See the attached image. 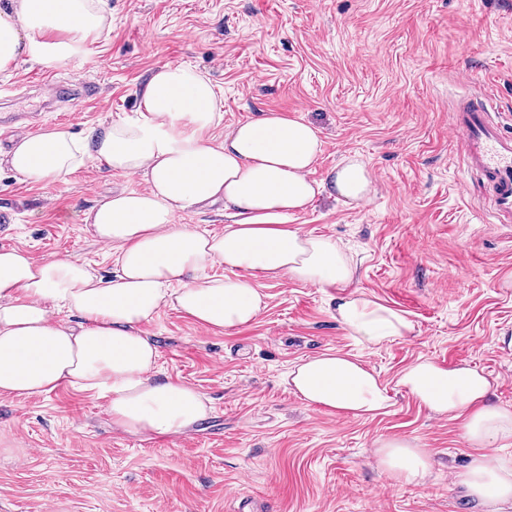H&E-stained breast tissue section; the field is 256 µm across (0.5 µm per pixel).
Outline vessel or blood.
<instances>
[{"mask_svg": "<svg viewBox=\"0 0 512 512\" xmlns=\"http://www.w3.org/2000/svg\"><path fill=\"white\" fill-rule=\"evenodd\" d=\"M450 118L462 137L468 172L477 175L486 189L488 207L499 221L511 222L512 133L499 121L493 95L458 102Z\"/></svg>", "mask_w": 512, "mask_h": 512, "instance_id": "vessel-or-blood-1", "label": "vessel or blood"}]
</instances>
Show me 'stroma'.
<instances>
[{"instance_id":"1","label":"stroma","mask_w":512,"mask_h":512,"mask_svg":"<svg viewBox=\"0 0 512 512\" xmlns=\"http://www.w3.org/2000/svg\"><path fill=\"white\" fill-rule=\"evenodd\" d=\"M108 36L54 69L20 60L0 87L21 85L37 129L80 134L136 116L138 87L157 68H196L224 91V131L263 111L303 117L323 151L314 178L357 155L374 178L364 203L316 199L292 221L351 252L357 285L415 324L377 348L336 322L331 290L260 278L267 306L217 334L161 306L145 324L158 377L197 388L214 408L191 430L133 437L114 430L106 401L63 386L0 394V512H492L456 484L470 449L459 421L430 414L397 387L419 359L488 376L512 406V222L482 209L449 111L493 90L512 132V0H105ZM86 81L95 96L72 112L38 105L43 81ZM139 176L86 159L68 183L0 171V211L15 221L1 247L35 260L70 255L102 276L112 251L83 213ZM328 350L362 358L388 385L390 406L353 418L305 406L285 376ZM415 439L434 457L424 482L397 485L375 442Z\"/></svg>"}]
</instances>
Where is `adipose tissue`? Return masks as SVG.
I'll use <instances>...</instances> for the list:
<instances>
[{"instance_id": "1", "label": "adipose tissue", "mask_w": 512, "mask_h": 512, "mask_svg": "<svg viewBox=\"0 0 512 512\" xmlns=\"http://www.w3.org/2000/svg\"><path fill=\"white\" fill-rule=\"evenodd\" d=\"M101 2L11 0L0 10V72L23 57L53 69L86 56L111 26ZM137 95L138 119L81 138L57 127L21 135L0 155L18 176L64 183L92 153L107 171L148 184L83 214L112 250L111 276L76 257L38 263L23 249H0V394L39 397L67 384L105 397L113 425L129 434L186 432L213 407L194 386L153 376L160 350L142 326L167 303L216 333L249 325L267 305L252 281L258 274L335 290L336 321L360 344L413 338L404 313L357 287L356 266L335 237L288 221L328 181L345 203L368 200L373 177L363 160L345 157L326 180L311 179L323 148L318 130L277 112L239 122L214 142L209 132L224 117V95L189 67H160ZM217 201L228 220L223 232L178 223L187 207ZM285 382L306 405L343 416L372 417L391 402L374 369L340 352L300 361ZM397 385L431 414L461 420L473 452L458 484L479 501L512 506V458L500 453L512 445V408L495 401L491 380L426 359L407 366ZM375 447L378 468L397 483H421L432 469L415 440L382 438Z\"/></svg>"}]
</instances>
